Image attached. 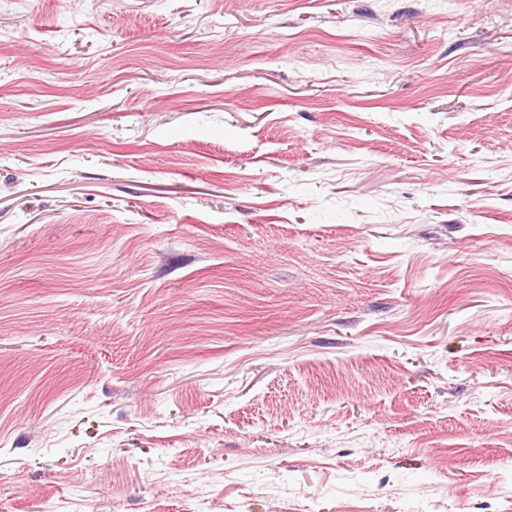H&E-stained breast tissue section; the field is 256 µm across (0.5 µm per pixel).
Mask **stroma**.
Here are the masks:
<instances>
[{
    "label": "stroma",
    "instance_id": "obj_1",
    "mask_svg": "<svg viewBox=\"0 0 512 512\" xmlns=\"http://www.w3.org/2000/svg\"><path fill=\"white\" fill-rule=\"evenodd\" d=\"M512 512V0H0V512Z\"/></svg>",
    "mask_w": 512,
    "mask_h": 512
}]
</instances>
